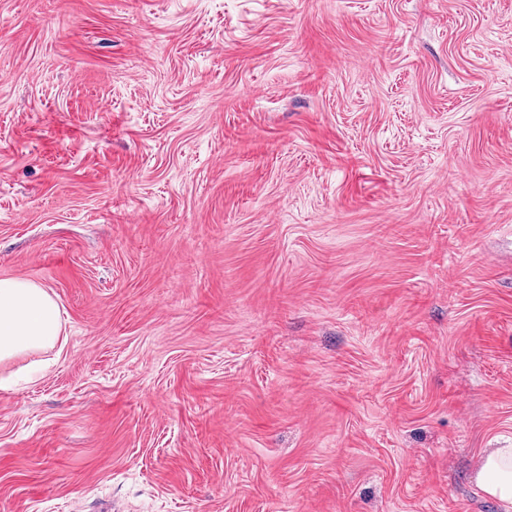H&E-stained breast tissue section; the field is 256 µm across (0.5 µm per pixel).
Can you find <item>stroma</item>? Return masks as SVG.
Here are the masks:
<instances>
[{"instance_id":"obj_1","label":"stroma","mask_w":512,"mask_h":512,"mask_svg":"<svg viewBox=\"0 0 512 512\" xmlns=\"http://www.w3.org/2000/svg\"><path fill=\"white\" fill-rule=\"evenodd\" d=\"M0 512H506L512 0H0ZM59 306L40 284L0 277V364L61 342ZM476 481L484 492L512 504V448H493L483 458Z\"/></svg>"}]
</instances>
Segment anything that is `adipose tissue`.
Segmentation results:
<instances>
[{
  "instance_id": "adipose-tissue-1",
  "label": "adipose tissue",
  "mask_w": 512,
  "mask_h": 512,
  "mask_svg": "<svg viewBox=\"0 0 512 512\" xmlns=\"http://www.w3.org/2000/svg\"><path fill=\"white\" fill-rule=\"evenodd\" d=\"M59 306L40 284L0 277V364L60 343ZM476 481L484 492L512 504V448H495L483 458Z\"/></svg>"
}]
</instances>
